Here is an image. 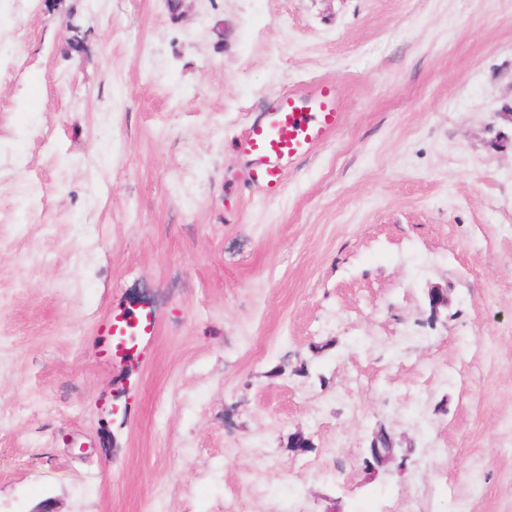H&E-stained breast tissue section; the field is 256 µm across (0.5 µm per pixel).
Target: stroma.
<instances>
[{
	"label": "stroma",
	"instance_id": "stroma-1",
	"mask_svg": "<svg viewBox=\"0 0 512 512\" xmlns=\"http://www.w3.org/2000/svg\"><path fill=\"white\" fill-rule=\"evenodd\" d=\"M510 108L512 0H0V512H512ZM342 114L333 82L279 95L237 142L253 181L267 194L276 193L286 168L333 136ZM380 442L390 443L391 452L388 455H382L377 447ZM374 446V447H373ZM394 440L389 433L383 430L376 432L371 440L370 447L368 448V455L364 459L365 468L380 471L388 468V466L396 461L394 454Z\"/></svg>",
	"mask_w": 512,
	"mask_h": 512
}]
</instances>
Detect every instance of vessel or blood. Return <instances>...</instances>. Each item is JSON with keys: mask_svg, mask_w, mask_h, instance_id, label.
<instances>
[{"mask_svg": "<svg viewBox=\"0 0 512 512\" xmlns=\"http://www.w3.org/2000/svg\"><path fill=\"white\" fill-rule=\"evenodd\" d=\"M342 108L334 83L323 81L279 95L237 143L253 181L276 193L287 167L340 128Z\"/></svg>", "mask_w": 512, "mask_h": 512, "instance_id": "1", "label": "vessel or blood"}]
</instances>
